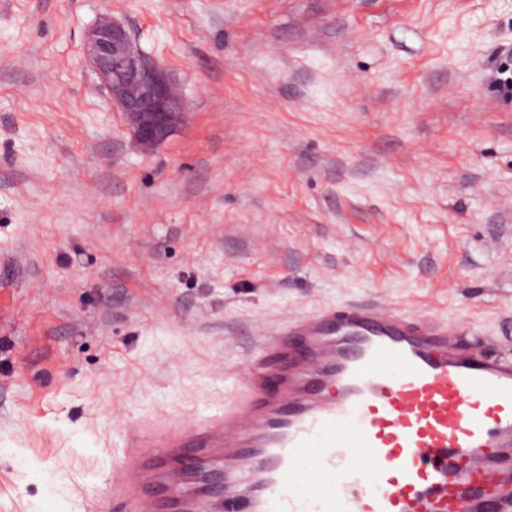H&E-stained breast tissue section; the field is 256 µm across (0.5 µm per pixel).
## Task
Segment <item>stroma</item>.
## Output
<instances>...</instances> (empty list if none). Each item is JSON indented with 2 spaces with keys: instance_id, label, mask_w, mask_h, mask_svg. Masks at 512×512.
Segmentation results:
<instances>
[{
  "instance_id": "stroma-1",
  "label": "stroma",
  "mask_w": 512,
  "mask_h": 512,
  "mask_svg": "<svg viewBox=\"0 0 512 512\" xmlns=\"http://www.w3.org/2000/svg\"><path fill=\"white\" fill-rule=\"evenodd\" d=\"M188 112L142 150L84 36ZM512 0H0V512H117L124 429L206 415L266 330L377 298L512 318Z\"/></svg>"
}]
</instances>
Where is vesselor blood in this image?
Segmentation results:
<instances>
[{"label":"vessel or blood","mask_w":512,"mask_h":512,"mask_svg":"<svg viewBox=\"0 0 512 512\" xmlns=\"http://www.w3.org/2000/svg\"><path fill=\"white\" fill-rule=\"evenodd\" d=\"M109 495L122 512H512V352L375 299L318 306L264 336L214 416L128 427Z\"/></svg>","instance_id":"obj_1"}]
</instances>
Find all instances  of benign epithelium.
<instances>
[{"label": "benign epithelium", "instance_id": "obj_1", "mask_svg": "<svg viewBox=\"0 0 512 512\" xmlns=\"http://www.w3.org/2000/svg\"><path fill=\"white\" fill-rule=\"evenodd\" d=\"M86 60L145 149L167 140L181 125L185 105L165 70L139 48L123 22L105 17L85 34Z\"/></svg>", "mask_w": 512, "mask_h": 512}]
</instances>
